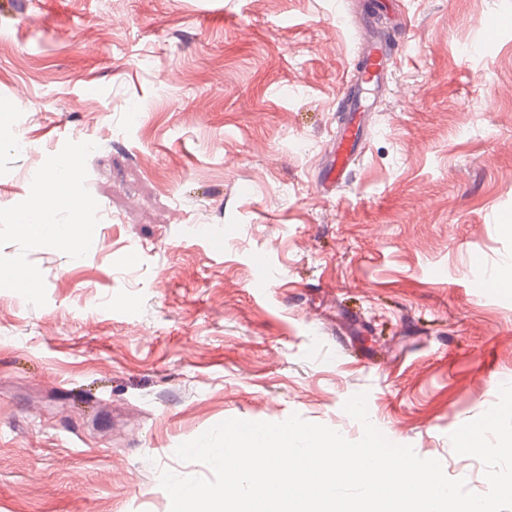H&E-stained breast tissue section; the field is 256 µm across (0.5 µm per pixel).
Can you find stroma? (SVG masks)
<instances>
[{"label": "stroma", "mask_w": 512, "mask_h": 512, "mask_svg": "<svg viewBox=\"0 0 512 512\" xmlns=\"http://www.w3.org/2000/svg\"><path fill=\"white\" fill-rule=\"evenodd\" d=\"M0 16V512H170L176 447L292 414L487 492L451 434L512 383V0H23ZM375 8L393 47L323 188ZM80 252L25 234L60 158ZM58 165L65 166L68 169V176L65 180H60L56 175L50 182L44 183L41 186L43 196L57 193L65 196L68 201L75 207L82 209L84 207V200L79 193L77 184L71 175L70 161L65 160Z\"/></svg>", "instance_id": "1"}]
</instances>
